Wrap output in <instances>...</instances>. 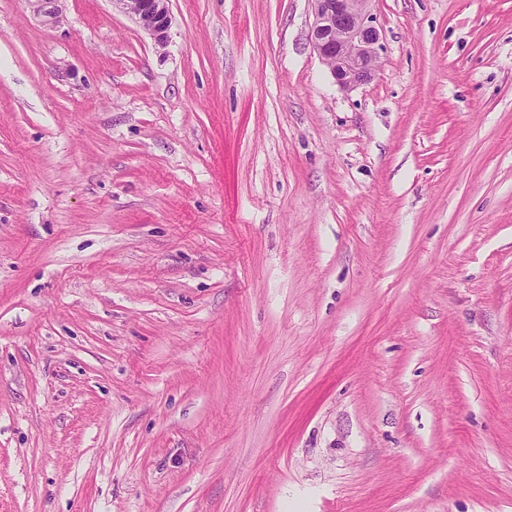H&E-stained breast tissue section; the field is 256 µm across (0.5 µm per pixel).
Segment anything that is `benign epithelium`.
<instances>
[{
    "instance_id": "obj_1",
    "label": "benign epithelium",
    "mask_w": 512,
    "mask_h": 512,
    "mask_svg": "<svg viewBox=\"0 0 512 512\" xmlns=\"http://www.w3.org/2000/svg\"><path fill=\"white\" fill-rule=\"evenodd\" d=\"M135 17L162 44L171 24L170 0H111ZM311 42L336 83L351 88L372 79L378 68L383 35L369 9L372 0H311Z\"/></svg>"
}]
</instances>
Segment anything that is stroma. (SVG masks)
<instances>
[{
    "label": "stroma",
    "instance_id": "obj_1",
    "mask_svg": "<svg viewBox=\"0 0 512 512\" xmlns=\"http://www.w3.org/2000/svg\"><path fill=\"white\" fill-rule=\"evenodd\" d=\"M0 0V512H512V0ZM121 12L135 17L159 44L164 43L171 24L170 0H111ZM311 42L336 83L351 88L372 79L383 35L369 9L372 0H311Z\"/></svg>",
    "mask_w": 512,
    "mask_h": 512
}]
</instances>
